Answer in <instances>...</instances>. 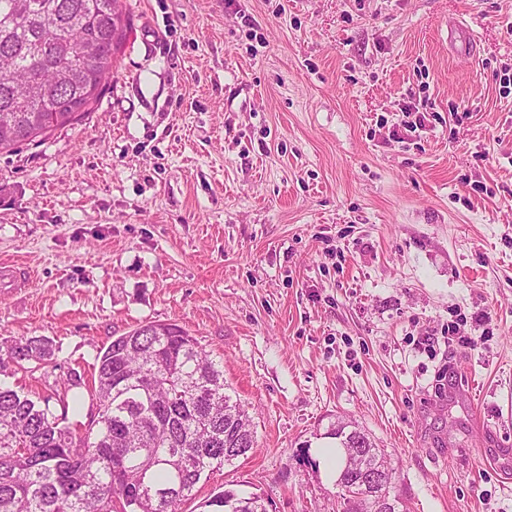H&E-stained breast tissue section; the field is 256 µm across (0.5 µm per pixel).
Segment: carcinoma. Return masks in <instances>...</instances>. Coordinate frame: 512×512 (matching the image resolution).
Segmentation results:
<instances>
[{
	"mask_svg": "<svg viewBox=\"0 0 512 512\" xmlns=\"http://www.w3.org/2000/svg\"><path fill=\"white\" fill-rule=\"evenodd\" d=\"M115 0H0V113L18 123L0 133V152L84 120L112 76L125 20ZM43 337L0 343V375L52 361ZM96 413L65 424L51 396L0 381V512H178L202 477L253 449V420L226 393L224 366L175 323L150 321L101 348L96 357ZM344 458L336 512H365L392 500L395 467L361 431L336 429ZM378 467L381 485L354 471ZM205 512H267L257 494L225 489Z\"/></svg>",
	"mask_w": 512,
	"mask_h": 512,
	"instance_id": "obj_1",
	"label": "carcinoma"
}]
</instances>
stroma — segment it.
Listing matches in <instances>:
<instances>
[{
	"label": "stroma",
	"instance_id": "1",
	"mask_svg": "<svg viewBox=\"0 0 512 512\" xmlns=\"http://www.w3.org/2000/svg\"><path fill=\"white\" fill-rule=\"evenodd\" d=\"M125 11L87 119L0 153V337L56 346L8 384L76 374L91 403L101 347L173 322L256 431L179 512L225 489L336 512L341 420L409 512H512V0Z\"/></svg>",
	"mask_w": 512,
	"mask_h": 512
}]
</instances>
